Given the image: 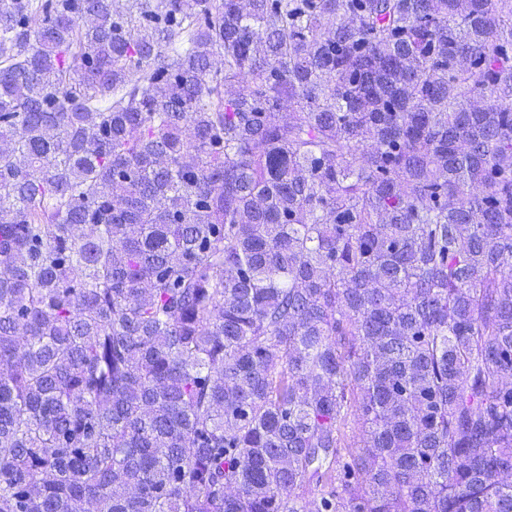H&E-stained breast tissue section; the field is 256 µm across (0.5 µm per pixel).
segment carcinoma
Returning <instances> with one entry per match:
<instances>
[{"label":"carcinoma","mask_w":512,"mask_h":512,"mask_svg":"<svg viewBox=\"0 0 512 512\" xmlns=\"http://www.w3.org/2000/svg\"><path fill=\"white\" fill-rule=\"evenodd\" d=\"M511 473L512 0H0V512Z\"/></svg>","instance_id":"carcinoma-1"}]
</instances>
